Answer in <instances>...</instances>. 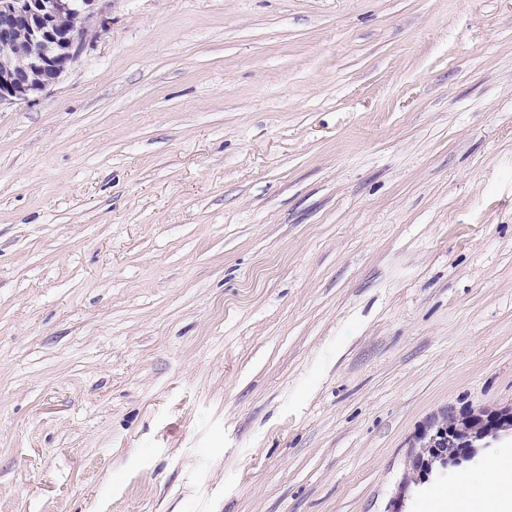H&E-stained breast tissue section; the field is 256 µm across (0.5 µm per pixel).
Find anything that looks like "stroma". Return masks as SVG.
Instances as JSON below:
<instances>
[{
    "instance_id": "1",
    "label": "stroma",
    "mask_w": 512,
    "mask_h": 512,
    "mask_svg": "<svg viewBox=\"0 0 512 512\" xmlns=\"http://www.w3.org/2000/svg\"><path fill=\"white\" fill-rule=\"evenodd\" d=\"M0 106V512H444L512 409V0H112ZM511 421L512 413L510 412V421L502 420L499 424L495 425V428L488 431L477 433V428L469 427V429H463V432H465L463 435L452 433L458 439V447L460 448V450L454 454H446L440 448H437V446L444 443V430L432 435L428 441L429 448H426L427 452L430 454V460L427 461L428 464L426 462L424 465L425 475L429 474L428 471L431 469L433 461H439L441 467H448V469L468 465L476 458L480 448L486 447L482 441L489 436L497 437L500 431H508L511 429Z\"/></svg>"
}]
</instances>
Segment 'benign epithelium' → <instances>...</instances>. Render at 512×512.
Masks as SVG:
<instances>
[{"label":"benign epithelium","mask_w":512,"mask_h":512,"mask_svg":"<svg viewBox=\"0 0 512 512\" xmlns=\"http://www.w3.org/2000/svg\"><path fill=\"white\" fill-rule=\"evenodd\" d=\"M105 0H0V105L20 104L56 82L81 55L86 43L97 35L98 17ZM512 428L503 420L494 428H475L455 434L459 451L447 454L439 445L445 432L429 438L431 469L437 461L443 468L471 463L483 440Z\"/></svg>","instance_id":"obj_1"}]
</instances>
